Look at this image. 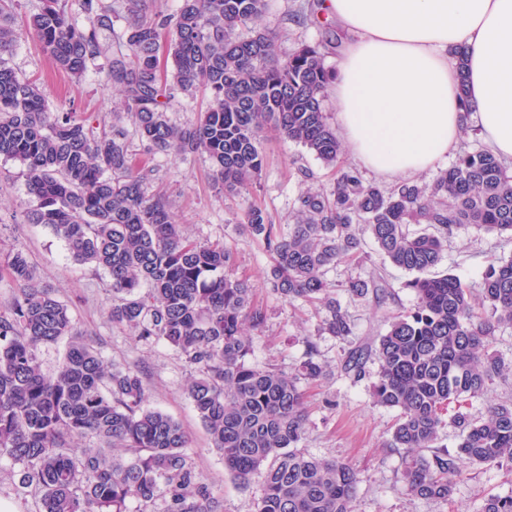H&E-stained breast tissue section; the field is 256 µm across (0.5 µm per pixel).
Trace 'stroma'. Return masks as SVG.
<instances>
[{
  "label": "stroma",
  "instance_id": "obj_1",
  "mask_svg": "<svg viewBox=\"0 0 512 512\" xmlns=\"http://www.w3.org/2000/svg\"><path fill=\"white\" fill-rule=\"evenodd\" d=\"M43 3L44 0H15V41L8 56L11 66L20 76L37 80L51 108L92 113L111 121L120 95L103 81L99 66H89L78 80L58 71L28 30L27 20ZM306 4L307 0L267 2L264 21L279 34L281 56H288L300 42L316 43L326 38L323 29L296 23V15ZM135 151L158 170L160 178L152 188L164 195L185 234L201 243L223 242L225 248L235 252L238 276L249 279L258 288L259 298L265 299L270 307L267 327L253 342L254 361H271L289 369L300 359L305 337L312 335L321 360L338 365L348 348L347 342L317 335L320 315L314 307L268 297L263 286L269 257L262 243L239 230L245 211L252 206L266 209L275 223H290L300 191L308 186L330 190L336 179L334 171L302 146L269 132L264 137L265 165L257 184L230 196L215 180L206 156L182 161L162 153H147L140 144ZM25 181V169L19 162L0 158V257L16 250L25 252L35 269L38 285L52 289L68 306L81 330L98 342L106 362L144 370L147 407L181 423L188 436L187 452L203 480L216 495L223 497L224 512H254L263 493V479L257 474L248 485H240L225 469L223 458L211 448L186 392L192 375L190 367L172 347L135 341L127 328L113 323L107 276L75 265L63 242L48 228L28 223ZM363 249L368 255L364 266L338 265L328 273V281L338 286L380 266L398 288L399 305L411 307L415 297L401 287L406 273L383 266L372 240H364ZM493 253L512 255V244L467 225L449 240L436 271L451 272L475 285L481 281L488 257ZM370 386V379L357 381L337 374L324 380L320 387L312 388L310 425L303 449L315 456L342 460L358 471L360 482L353 512H447L442 503L406 493L401 482L403 453L385 445L396 412L376 405ZM325 392L334 394L335 407L322 404L321 395ZM491 494H512V472L494 466L466 468L455 486L454 499L459 512H480L485 498Z\"/></svg>",
  "mask_w": 512,
  "mask_h": 512
}]
</instances>
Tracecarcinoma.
Wrapping results in <instances>:
<instances>
[{
    "instance_id": "cac0c4a2",
    "label": "carcinoma",
    "mask_w": 512,
    "mask_h": 512,
    "mask_svg": "<svg viewBox=\"0 0 512 512\" xmlns=\"http://www.w3.org/2000/svg\"><path fill=\"white\" fill-rule=\"evenodd\" d=\"M124 2L119 49L101 67L121 92L106 127L93 114L51 111L10 66L3 53L14 41V0H0V157L25 168L28 222L48 227L73 263L107 275L112 322L138 342L174 348L195 370L186 391L225 468L242 483L263 473L255 512H352L357 470L300 449L307 387L330 374L317 343L305 339L289 372L252 361L267 304L236 276L233 251L185 236L168 202L150 193L158 170L132 152L121 113L148 149L206 156L229 193L261 176L266 129L336 167L330 192H301L293 223L274 224L252 206L241 230L268 253L267 294L317 306L321 334L354 335L326 275L364 261V235L408 275L409 310H388L395 291L376 269L343 285L387 311V327L349 348L340 370L359 380L377 364L372 392L398 411L387 445L404 451L405 490L458 512L453 490L463 465L512 469V404L479 417L469 411L512 374L490 352L497 332L512 327V256H492L477 290L455 274L429 272L465 225L512 242V168L484 148L463 151L431 185L366 183L343 160L322 108L331 80L322 44L303 41L279 57L278 34L261 28L267 0H181L174 13L156 0ZM81 6L92 16L88 28L59 0H45L27 22L53 64L78 79L102 54L99 32L114 28L112 7ZM200 86L210 92L206 110L191 126L173 123L171 91L191 95ZM3 270L14 292L0 311V460L19 467L36 512H129L132 500L139 512H224L186 453L182 425L145 407L143 371L104 363L68 307L37 286L26 253H10ZM60 340L65 355L47 373L41 349ZM448 423L458 432L453 452L437 446ZM481 512H512V495L488 496Z\"/></svg>"
}]
</instances>
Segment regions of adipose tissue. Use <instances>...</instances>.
Instances as JSON below:
<instances>
[{
	"label": "adipose tissue",
	"instance_id": "1",
	"mask_svg": "<svg viewBox=\"0 0 512 512\" xmlns=\"http://www.w3.org/2000/svg\"><path fill=\"white\" fill-rule=\"evenodd\" d=\"M320 11L345 35L330 92L359 166L413 179L470 125L512 159V0H320Z\"/></svg>",
	"mask_w": 512,
	"mask_h": 512
}]
</instances>
